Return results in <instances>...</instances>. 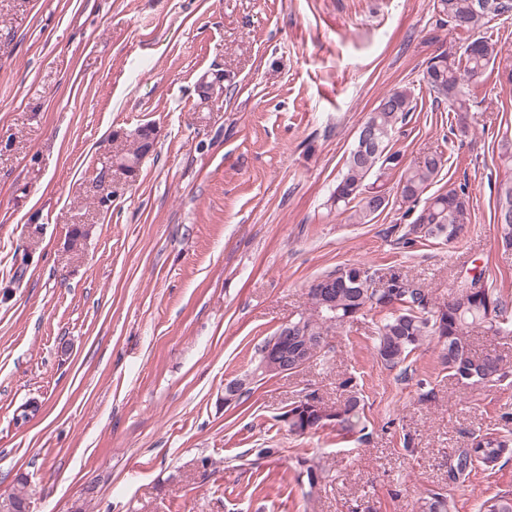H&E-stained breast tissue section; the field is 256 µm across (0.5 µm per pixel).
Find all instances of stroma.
I'll use <instances>...</instances> for the list:
<instances>
[{
    "label": "stroma",
    "mask_w": 512,
    "mask_h": 512,
    "mask_svg": "<svg viewBox=\"0 0 512 512\" xmlns=\"http://www.w3.org/2000/svg\"><path fill=\"white\" fill-rule=\"evenodd\" d=\"M476 35L498 55L463 134L422 74ZM402 86L415 109L391 150L406 167L443 153L432 191L470 196L450 245L388 235L399 171L370 223L328 202L360 125ZM144 125L156 140L136 175L105 172ZM505 138L512 17L473 34L434 0H0V493L28 512H417L443 488L452 512H478L512 491V461L449 483L472 432L512 431V383L460 387L436 339L387 368L371 313L304 371L253 376L310 284L348 264L396 267L441 303L482 271L512 299L494 223ZM245 376L250 393L225 405ZM349 377L367 442L289 432L304 389L332 403ZM304 458L318 488L298 477Z\"/></svg>",
    "instance_id": "obj_1"
}]
</instances>
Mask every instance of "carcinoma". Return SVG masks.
I'll return each instance as SVG.
<instances>
[{
  "instance_id": "cac0c4a2",
  "label": "carcinoma",
  "mask_w": 512,
  "mask_h": 512,
  "mask_svg": "<svg viewBox=\"0 0 512 512\" xmlns=\"http://www.w3.org/2000/svg\"><path fill=\"white\" fill-rule=\"evenodd\" d=\"M438 14L456 29L475 31L489 18L512 13V0H437ZM465 64L448 60L441 53L432 57L423 71L422 80L435 99L448 103L458 117L459 131L468 132V113L473 104L470 86L481 78L497 51L487 41L476 38L464 48ZM413 95L407 87H396L385 93L367 116L360 130L367 132L370 144L362 135L347 157L344 170L331 195L336 207L354 205L355 223L366 224L389 205L386 195L370 186V179L381 178L387 170L401 164L400 155L389 149L398 125L413 111ZM445 166L442 154L427 153L412 166L402 170L397 194L402 203L410 204L414 214L406 235L417 238H442L454 243L470 214V197L466 187H451L429 197L424 193ZM497 242L512 248V180L498 184L495 195ZM334 281L329 289L335 309L323 305L316 293L324 283ZM407 276L385 273L367 264H351L313 281L308 295L315 299L313 307L302 318V336L307 359L318 360L329 347L328 336L334 330L370 312L382 314L375 350L387 368L405 363L424 339L435 336L442 344L440 363L448 376L461 377L466 386L485 387L507 379L503 359L496 354L482 356L472 352L471 332L484 327L496 336H512V323L507 322L512 306L507 298L491 288L483 274L462 279L454 296L438 303L427 288H409ZM336 430L344 435L365 439V402L357 390L349 391L336 402ZM488 447L496 453L506 448L504 459L512 458V433L485 431L471 437V446L459 448L448 463V480H466L478 467L489 466L475 455V449ZM421 512H448V496L442 491L429 490L422 498ZM479 512H512V493L495 494L480 505Z\"/></svg>"
}]
</instances>
